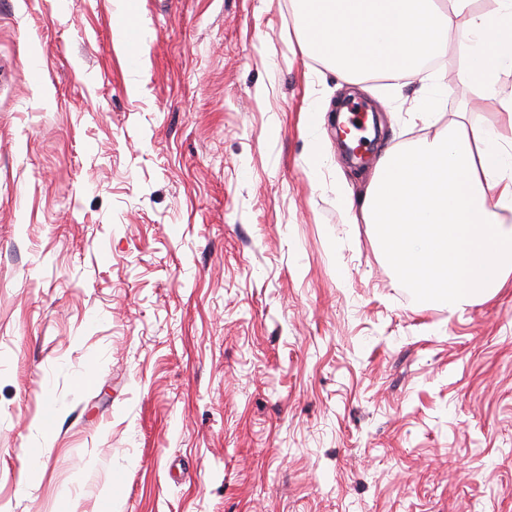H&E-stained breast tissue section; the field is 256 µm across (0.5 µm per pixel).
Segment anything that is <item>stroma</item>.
I'll return each mask as SVG.
<instances>
[{
  "label": "stroma",
  "mask_w": 512,
  "mask_h": 512,
  "mask_svg": "<svg viewBox=\"0 0 512 512\" xmlns=\"http://www.w3.org/2000/svg\"><path fill=\"white\" fill-rule=\"evenodd\" d=\"M293 23L290 0H0L9 512H512V279L454 317L399 283L336 194L372 169L334 128L373 106L378 156L463 107L512 122L461 48L414 127L413 87H350Z\"/></svg>",
  "instance_id": "stroma-1"
}]
</instances>
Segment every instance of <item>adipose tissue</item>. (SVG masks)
<instances>
[{
    "label": "adipose tissue",
    "instance_id": "obj_1",
    "mask_svg": "<svg viewBox=\"0 0 512 512\" xmlns=\"http://www.w3.org/2000/svg\"><path fill=\"white\" fill-rule=\"evenodd\" d=\"M302 49L340 78H414L420 108L410 124H428L437 76L425 62L450 43L466 50L459 75L469 91L494 98L512 119V96L498 89L512 69V0L492 10L474 0H291ZM352 223L378 228L396 273L405 263L452 272L451 287L424 289L449 314L492 298L512 278V152L494 128L467 120L442 133L386 150L376 161L361 203L344 198Z\"/></svg>",
    "mask_w": 512,
    "mask_h": 512
}]
</instances>
